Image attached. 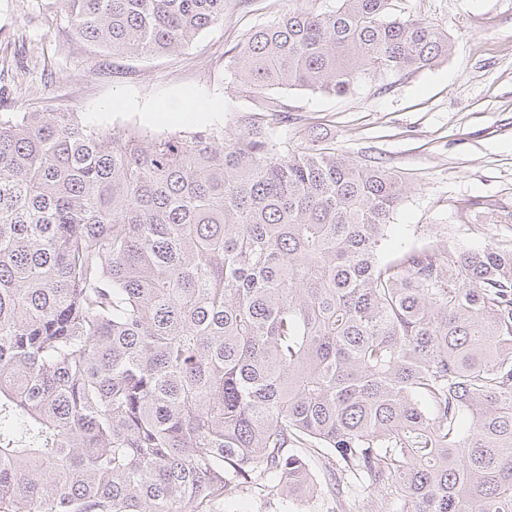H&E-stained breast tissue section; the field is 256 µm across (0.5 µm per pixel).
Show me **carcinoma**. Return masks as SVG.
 <instances>
[{"mask_svg": "<svg viewBox=\"0 0 512 512\" xmlns=\"http://www.w3.org/2000/svg\"><path fill=\"white\" fill-rule=\"evenodd\" d=\"M109 53L185 49L229 0H56ZM395 0H289L232 56L252 109L151 134L0 114V512H212L317 488L512 512V243L382 263L406 188L270 90L343 96L448 59ZM466 419V431L458 429Z\"/></svg>", "mask_w": 512, "mask_h": 512, "instance_id": "1", "label": "carcinoma"}]
</instances>
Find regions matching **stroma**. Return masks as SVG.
Wrapping results in <instances>:
<instances>
[{"mask_svg":"<svg viewBox=\"0 0 512 512\" xmlns=\"http://www.w3.org/2000/svg\"><path fill=\"white\" fill-rule=\"evenodd\" d=\"M403 14L445 28L444 63L391 76L346 96L284 90L290 145L308 132L350 159L395 173L406 187L383 257L447 235L479 249L512 240V224L461 216L463 206L512 210V0H397ZM288 0H233L223 25L203 30L185 50L150 58L109 54L76 39L55 0H0V113H77L90 125L155 134L222 127L250 106L227 65L238 44L277 20ZM193 97L207 112L186 116L157 104ZM397 512V499L355 483L336 498L240 493L214 512Z\"/></svg>","mask_w":512,"mask_h":512,"instance_id":"stroma-1","label":"stroma"}]
</instances>
